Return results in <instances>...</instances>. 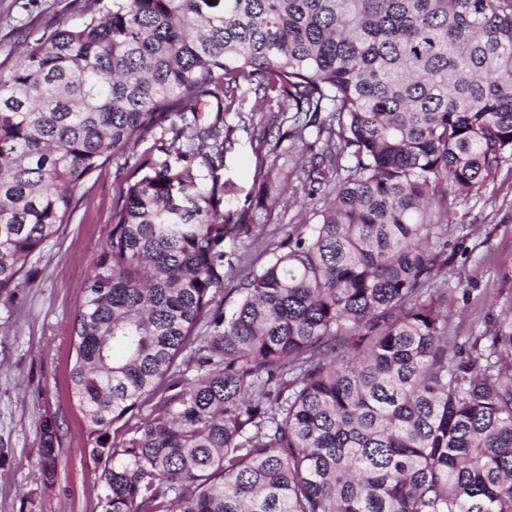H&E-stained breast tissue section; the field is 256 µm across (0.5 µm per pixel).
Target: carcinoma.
Returning <instances> with one entry per match:
<instances>
[{
  "label": "carcinoma",
  "instance_id": "cac0c4a2",
  "mask_svg": "<svg viewBox=\"0 0 512 512\" xmlns=\"http://www.w3.org/2000/svg\"><path fill=\"white\" fill-rule=\"evenodd\" d=\"M72 2L81 25L0 66V293L93 174L171 134L126 169L72 323L102 512H512V301L461 343L438 287L448 207L512 158V0ZM243 81L316 129L326 203L228 309L224 239L253 228L214 172Z\"/></svg>",
  "mask_w": 512,
  "mask_h": 512
}]
</instances>
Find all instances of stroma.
Segmentation results:
<instances>
[{"label": "stroma", "instance_id": "35a3bbf8", "mask_svg": "<svg viewBox=\"0 0 512 512\" xmlns=\"http://www.w3.org/2000/svg\"><path fill=\"white\" fill-rule=\"evenodd\" d=\"M84 20L71 0H0V62L18 55L17 31L40 36L56 20ZM234 111L224 115L229 144L216 175L224 185L220 204L227 223L246 219L259 237L251 256L264 264L267 243L316 223L320 197L309 196L295 178L301 145L283 141L271 151L264 127L287 116L259 109L255 86L242 82ZM124 158L74 194L70 223L31 261V275L13 293L0 295V512H101V471L87 450V423L71 398L75 360L71 322L84 301L83 286L96 248L112 231L118 195L115 178ZM277 165L273 192L284 195L274 215L259 205L258 167ZM448 305L455 311L450 333L476 336L490 328L503 302L512 300V160L504 163L482 195L457 204L450 214ZM55 429L56 468L45 474L43 425Z\"/></svg>", "mask_w": 512, "mask_h": 512}]
</instances>
